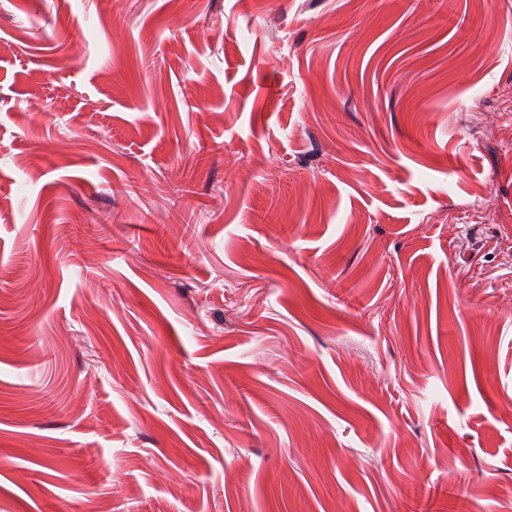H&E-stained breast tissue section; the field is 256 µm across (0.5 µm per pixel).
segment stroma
I'll use <instances>...</instances> for the list:
<instances>
[{
  "label": "stroma",
  "instance_id": "obj_1",
  "mask_svg": "<svg viewBox=\"0 0 512 512\" xmlns=\"http://www.w3.org/2000/svg\"><path fill=\"white\" fill-rule=\"evenodd\" d=\"M0 512H512V0H0Z\"/></svg>",
  "mask_w": 512,
  "mask_h": 512
}]
</instances>
